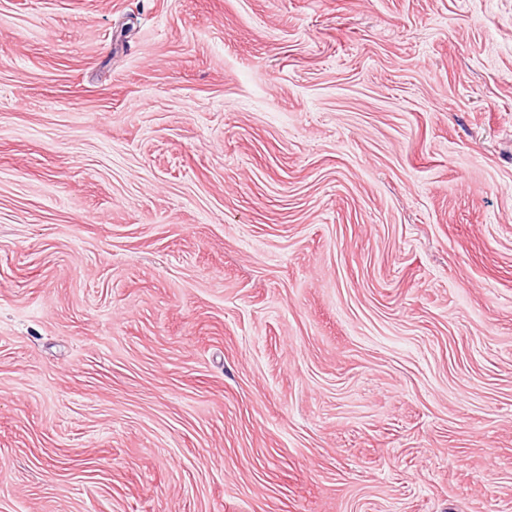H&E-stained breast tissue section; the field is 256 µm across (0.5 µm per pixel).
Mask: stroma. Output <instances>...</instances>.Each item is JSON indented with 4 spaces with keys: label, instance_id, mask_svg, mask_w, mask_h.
Segmentation results:
<instances>
[{
    "label": "stroma",
    "instance_id": "stroma-1",
    "mask_svg": "<svg viewBox=\"0 0 512 512\" xmlns=\"http://www.w3.org/2000/svg\"><path fill=\"white\" fill-rule=\"evenodd\" d=\"M0 512H512V0H0Z\"/></svg>",
    "mask_w": 512,
    "mask_h": 512
}]
</instances>
